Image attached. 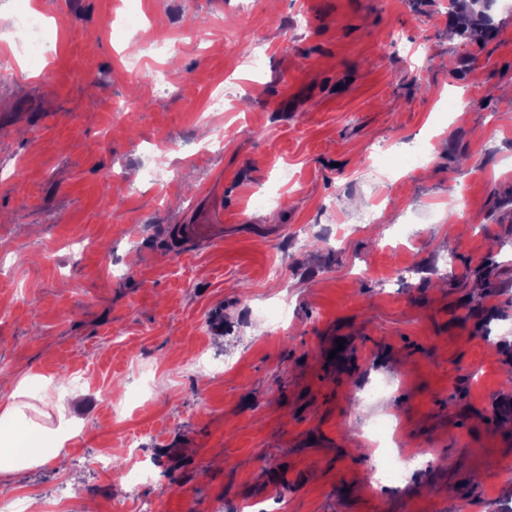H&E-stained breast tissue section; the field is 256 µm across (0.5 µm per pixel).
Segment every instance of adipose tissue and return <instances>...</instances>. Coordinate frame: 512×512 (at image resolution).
I'll use <instances>...</instances> for the list:
<instances>
[{"instance_id": "adipose-tissue-1", "label": "adipose tissue", "mask_w": 512, "mask_h": 512, "mask_svg": "<svg viewBox=\"0 0 512 512\" xmlns=\"http://www.w3.org/2000/svg\"><path fill=\"white\" fill-rule=\"evenodd\" d=\"M32 375L22 376L13 391L14 400L0 409V472L14 473L39 466L51 459H61L62 449L70 439L74 426L64 406H56L57 425L43 428L40 443L34 448L20 444L27 431L24 412L19 398L28 396Z\"/></svg>"}]
</instances>
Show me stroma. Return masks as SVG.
<instances>
[{
    "instance_id": "35a3bbf8",
    "label": "stroma",
    "mask_w": 512,
    "mask_h": 512,
    "mask_svg": "<svg viewBox=\"0 0 512 512\" xmlns=\"http://www.w3.org/2000/svg\"><path fill=\"white\" fill-rule=\"evenodd\" d=\"M25 3L56 51L0 79V406L34 374L40 410L78 428L66 467L0 472V494L20 512H506L512 10L477 33L470 0H140L121 39V0ZM145 38L178 43L165 92L151 64L127 71ZM371 143L428 154L379 176ZM189 224L208 231L178 238ZM383 422L432 466L372 485Z\"/></svg>"
}]
</instances>
